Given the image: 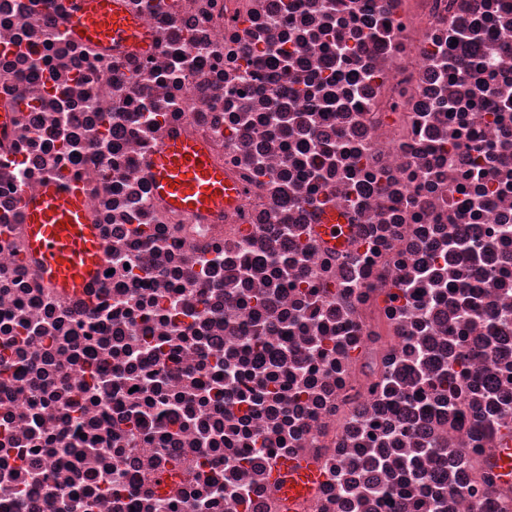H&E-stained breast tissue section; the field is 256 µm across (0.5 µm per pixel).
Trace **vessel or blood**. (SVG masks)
<instances>
[{"instance_id": "b4317fda", "label": "vessel or blood", "mask_w": 512, "mask_h": 512, "mask_svg": "<svg viewBox=\"0 0 512 512\" xmlns=\"http://www.w3.org/2000/svg\"><path fill=\"white\" fill-rule=\"evenodd\" d=\"M64 29L72 38L103 47H153L147 26L129 15L123 0H69ZM143 169L155 197L169 210L207 219L223 214L239 197L238 187L215 162L207 143L174 131L145 156ZM23 236L29 259L44 283L71 295L89 288L105 262V248L88 219V196L74 183L46 179L41 192L25 199ZM317 472L287 461L277 466L273 480L288 499L311 489Z\"/></svg>"}]
</instances>
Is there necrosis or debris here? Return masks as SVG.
Instances as JSON below:
<instances>
[{"instance_id":"1","label":"necrosis or debris","mask_w":512,"mask_h":512,"mask_svg":"<svg viewBox=\"0 0 512 512\" xmlns=\"http://www.w3.org/2000/svg\"><path fill=\"white\" fill-rule=\"evenodd\" d=\"M126 6L152 53L0 0V512H287L284 460L320 473L296 512H512V0ZM175 128L240 185L223 222L143 176ZM50 176L105 245L83 297L26 255ZM507 448H498L491 465L504 484L512 483V446L510 442L505 444Z\"/></svg>"}]
</instances>
